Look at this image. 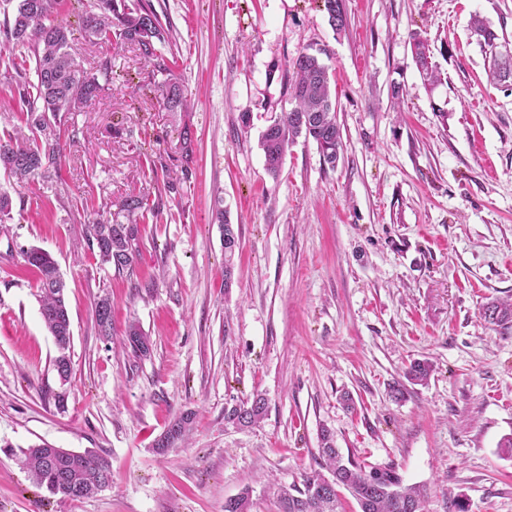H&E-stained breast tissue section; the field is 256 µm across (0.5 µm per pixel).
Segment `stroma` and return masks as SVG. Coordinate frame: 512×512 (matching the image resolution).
Listing matches in <instances>:
<instances>
[{
	"label": "stroma",
	"mask_w": 512,
	"mask_h": 512,
	"mask_svg": "<svg viewBox=\"0 0 512 512\" xmlns=\"http://www.w3.org/2000/svg\"><path fill=\"white\" fill-rule=\"evenodd\" d=\"M149 2L168 30L164 73L133 45L85 35L91 0H59L51 20L74 28L70 52L103 91L68 113L57 179L0 173L12 200L0 219V512H224L244 491L250 512H279L278 486L321 470L326 429L342 453L396 467L424 512H512L500 448L512 329L483 316L512 300V85L491 80L471 34L480 17L512 46V0H345L339 33L320 0ZM15 7L0 0V130L25 124L20 89L37 82L33 50L4 33ZM414 33L437 83L413 61ZM308 48L326 51L343 150L332 167L297 138L273 177L259 139L293 107L292 62ZM171 74L187 111L159 102ZM129 194L156 207L130 274L101 264L77 229ZM219 210L239 232L229 264ZM33 247L67 283L64 384L25 266ZM101 297L109 341L95 328ZM132 321L148 355L124 343ZM415 359L432 376L394 402L389 386ZM256 393L263 420L225 424V407ZM184 410L197 414L192 435L157 455ZM44 441L107 456L110 486L80 501L38 486L23 451ZM95 325L99 336H112V306L108 298H99L94 305Z\"/></svg>",
	"instance_id": "obj_1"
}]
</instances>
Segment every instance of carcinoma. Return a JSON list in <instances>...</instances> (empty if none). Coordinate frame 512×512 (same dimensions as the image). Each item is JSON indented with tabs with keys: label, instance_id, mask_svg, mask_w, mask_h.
I'll list each match as a JSON object with an SVG mask.
<instances>
[{
	"label": "carcinoma",
	"instance_id": "cac0c4a2",
	"mask_svg": "<svg viewBox=\"0 0 512 512\" xmlns=\"http://www.w3.org/2000/svg\"><path fill=\"white\" fill-rule=\"evenodd\" d=\"M58 0H17L7 36L16 47L34 44L37 84L24 88L27 100L28 133L17 131L0 138V170L19 182L40 178L52 180L59 175V141L66 114L98 97L103 90L98 78L79 69L68 51L72 31L63 24H45L57 9ZM323 11L335 31L347 25L344 0H322ZM83 29L88 35L108 42L130 43L141 57L161 70H168L158 45L167 38V29L150 4H130L128 0H93L85 13ZM473 33L492 58L490 76L500 82L512 81V54L498 51L497 33L483 20L472 22ZM412 54L417 67L429 80L436 79L430 69L427 45L417 35L411 36ZM294 80L290 95L295 107L274 122L261 136L265 168L273 176L280 171L288 145L299 136L313 140L325 163L336 167L342 149L336 123V105L331 94V75L320 58L308 52L293 61ZM163 106L169 112L187 111L182 85L169 79L160 89ZM148 198L129 195L122 200L119 213L126 222L112 219L109 224H83L81 232L103 264L116 272L133 271L138 253V218L154 212ZM224 236V255L232 258L238 234L224 214H217ZM25 260L37 273V296L44 324L54 338L58 355L53 361L61 383L71 373V317L65 299V282L50 253L31 248ZM98 335L112 336V306L108 298L94 305ZM484 318L503 330L512 329V302L493 301L484 309ZM126 338L132 350L150 353L149 337L135 323L128 326ZM432 365L426 360L412 362L404 372L405 381L390 386L391 397L401 401L408 394L407 385L427 383ZM267 401L259 393L252 398L224 408V422L238 429L258 424L266 415ZM194 412L186 410L175 416L154 440L153 448L165 454L189 433ZM25 465L36 484L64 500L78 501L101 490L112 481V464L106 457L88 452L77 453L56 448L46 442L23 451ZM319 454L332 477L314 470L279 492L280 512H345L342 491L355 500L358 512H423L421 491L403 485L402 477L392 467L367 466L353 457H343L336 448L333 434L322 432Z\"/></svg>",
	"mask_w": 512,
	"mask_h": 512
}]
</instances>
